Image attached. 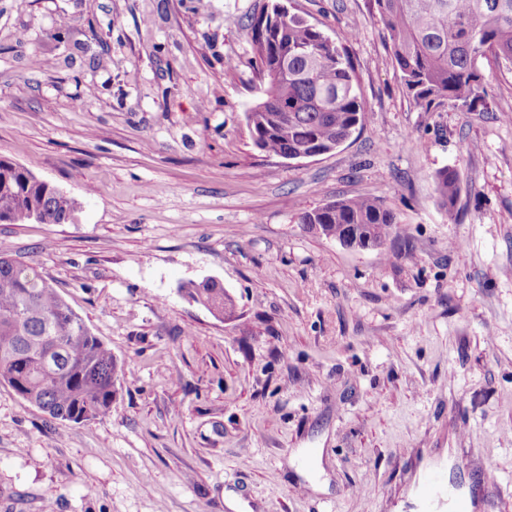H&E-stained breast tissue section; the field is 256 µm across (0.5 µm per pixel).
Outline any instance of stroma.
I'll return each mask as SVG.
<instances>
[{"mask_svg": "<svg viewBox=\"0 0 512 512\" xmlns=\"http://www.w3.org/2000/svg\"><path fill=\"white\" fill-rule=\"evenodd\" d=\"M273 2L0 0V157L79 204L0 224V250L120 376L80 424L0 384V512H448L429 472L512 512V73L479 60L486 107L426 112L370 0H288L351 56L367 120L332 152L269 156L246 116ZM355 196L412 253L300 222ZM209 277L233 317L177 291ZM435 190L441 206L449 213L460 190V175L455 169H442L435 175Z\"/></svg>", "mask_w": 512, "mask_h": 512, "instance_id": "obj_1", "label": "stroma"}]
</instances>
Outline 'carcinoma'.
Masks as SVG:
<instances>
[{
  "label": "carcinoma",
  "instance_id": "obj_1",
  "mask_svg": "<svg viewBox=\"0 0 512 512\" xmlns=\"http://www.w3.org/2000/svg\"><path fill=\"white\" fill-rule=\"evenodd\" d=\"M395 63L416 106L436 101L485 104L486 59L512 71V0H373ZM252 48L265 97L250 109L248 128L264 153L282 156L337 148L366 121L349 57L302 16L273 5L251 24ZM441 206L451 210L460 190L455 169L435 175ZM73 198L38 180L32 170L0 157V224H60ZM343 236L348 225L385 242L397 232L394 214L370 197L338 199L301 216ZM206 308L232 309L214 280L185 283ZM119 381L111 351L60 297L37 267L0 251V383L61 421L82 423L110 414Z\"/></svg>",
  "mask_w": 512,
  "mask_h": 512
}]
</instances>
